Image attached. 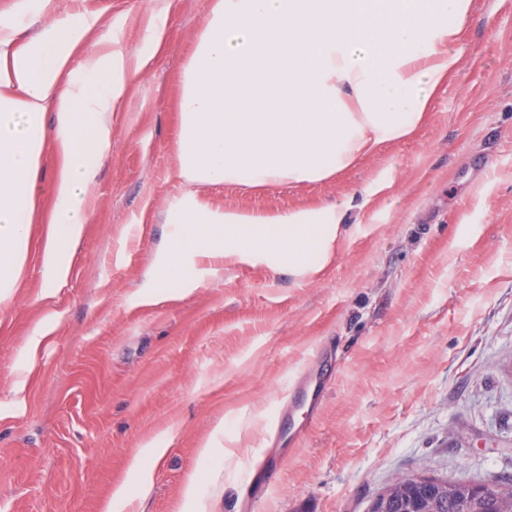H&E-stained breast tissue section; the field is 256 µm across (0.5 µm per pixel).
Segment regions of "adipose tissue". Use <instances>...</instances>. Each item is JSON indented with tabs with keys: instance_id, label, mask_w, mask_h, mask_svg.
<instances>
[{
	"instance_id": "adipose-tissue-1",
	"label": "adipose tissue",
	"mask_w": 512,
	"mask_h": 512,
	"mask_svg": "<svg viewBox=\"0 0 512 512\" xmlns=\"http://www.w3.org/2000/svg\"><path fill=\"white\" fill-rule=\"evenodd\" d=\"M473 0H213L182 68L174 143L182 191L165 208L149 292L188 295L226 265L310 279L349 231L352 199L288 211L224 209L200 189L318 183L408 137L459 70ZM168 0H153L141 48L75 60L98 19L20 42L0 26V306L30 255L35 183L59 158L41 251L45 297L70 275L112 146V113L161 44Z\"/></svg>"
}]
</instances>
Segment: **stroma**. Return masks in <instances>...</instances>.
<instances>
[{
	"label": "stroma",
	"mask_w": 512,
	"mask_h": 512,
	"mask_svg": "<svg viewBox=\"0 0 512 512\" xmlns=\"http://www.w3.org/2000/svg\"><path fill=\"white\" fill-rule=\"evenodd\" d=\"M52 2L51 22L98 18L79 59L114 39L136 53L151 5ZM211 5L169 0L164 40L113 113L65 287L41 300L35 250L0 308V512H368L420 471L512 480V0H474L459 71L409 138L320 183L204 191L214 207L283 211L359 194L386 173L316 279L238 265L143 302L168 231L160 213L181 192L182 67ZM306 373L327 377L318 408H296L286 441L269 445ZM157 437L169 447L150 492L111 505L118 485L136 489L130 461Z\"/></svg>",
	"instance_id": "35a3bbf8"
}]
</instances>
